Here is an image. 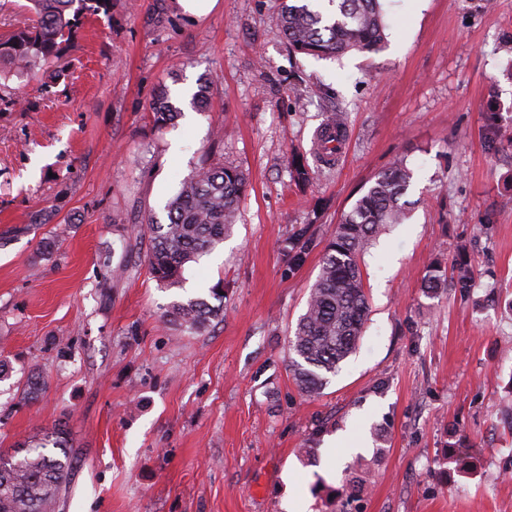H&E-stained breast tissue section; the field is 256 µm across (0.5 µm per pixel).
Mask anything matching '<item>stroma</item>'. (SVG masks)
<instances>
[{
  "instance_id": "35a3bbf8",
  "label": "stroma",
  "mask_w": 512,
  "mask_h": 512,
  "mask_svg": "<svg viewBox=\"0 0 512 512\" xmlns=\"http://www.w3.org/2000/svg\"><path fill=\"white\" fill-rule=\"evenodd\" d=\"M494 2L382 0V51L318 58L289 49L283 0H220L202 21L176 0H112L83 18L67 72L0 84L21 94L0 110V447L66 421L76 468L58 512H285L288 497L303 512H512V148L488 153L483 120L495 101L512 136V0ZM202 86L201 112L188 96ZM163 87L183 115L159 130ZM335 107L342 156L299 184L288 160L314 164ZM217 126L216 158L248 177L241 217L182 285H159L123 226L166 222ZM398 158L416 206L362 253L365 333L304 397L288 338L322 253L290 274L278 245L296 224L329 241ZM461 243L472 287L422 290ZM219 285L224 316L204 332L164 323L172 301ZM33 369L46 385L31 401ZM347 430L363 447L322 469Z\"/></svg>"
}]
</instances>
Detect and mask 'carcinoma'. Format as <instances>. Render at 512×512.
Wrapping results in <instances>:
<instances>
[{
  "label": "carcinoma",
  "mask_w": 512,
  "mask_h": 512,
  "mask_svg": "<svg viewBox=\"0 0 512 512\" xmlns=\"http://www.w3.org/2000/svg\"><path fill=\"white\" fill-rule=\"evenodd\" d=\"M31 24L0 37V62L24 76L61 67L67 43L84 13L107 11L112 0H28ZM280 28L291 49L307 55L334 57L351 51L378 52L385 42L380 0H289L280 16ZM154 123L162 129L181 109L161 92L152 103ZM345 113L326 111L321 130H333V142L318 140L324 162L341 150ZM207 151L200 167L180 182L165 205L168 222L148 217L128 225V238L145 244L150 275L167 285L181 281L187 264L211 253L236 224L248 178L239 168L210 159ZM414 178L402 159L378 173L352 209L336 224L323 249L319 275L310 290L305 312L288 340L289 367L298 389L308 397L321 394L328 375L356 349L368 319L369 301L360 255L368 242L387 225L403 223L411 213L405 200ZM320 245L311 224H297L279 246L288 272H293ZM473 269L460 257L447 271L439 265L423 282L427 291L446 285L469 288ZM219 304L203 298L171 302L164 322L199 332L224 312V296L213 290ZM44 386L42 376L31 371L24 382L27 398L34 400ZM73 477V458L66 425L43 428L32 440L11 451H0V512H56L59 494Z\"/></svg>",
  "instance_id": "1"
}]
</instances>
